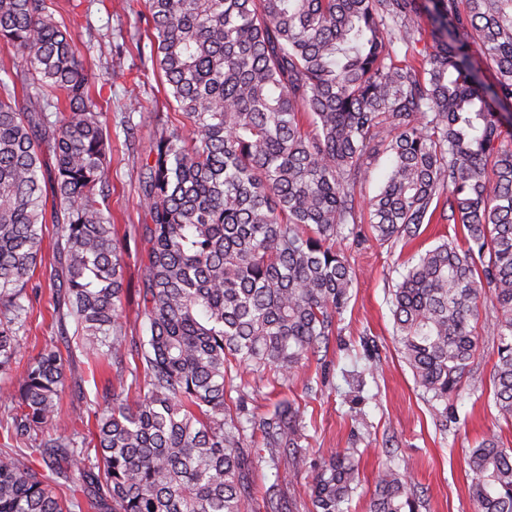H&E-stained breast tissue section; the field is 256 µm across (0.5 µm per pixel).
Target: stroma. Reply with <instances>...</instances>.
I'll return each instance as SVG.
<instances>
[{
    "mask_svg": "<svg viewBox=\"0 0 512 512\" xmlns=\"http://www.w3.org/2000/svg\"><path fill=\"white\" fill-rule=\"evenodd\" d=\"M51 8L72 31L91 71L102 121L112 138L108 205L125 277L135 284L141 275L137 230L150 221L142 201V158L160 137L182 128L185 119L168 100L149 59L150 26L143 0H112L108 6L100 0H51ZM133 97L141 102V111H129ZM367 163L369 174L355 189L363 207L360 222L336 241L356 274L350 300L336 317L328 350L306 361L288 383L287 397L305 409L302 446L308 464L299 466L290 456L282 459L281 495L289 512H313L309 487L314 465L345 451L358 460L361 476L345 512H369L374 476L389 464L415 480L420 512H477L467 452L492 434L503 447L512 448V423L499 418L492 396L496 338L491 326L497 311L489 303L481 308L469 371L448 401L447 417H439L435 402L416 386L394 343L391 291L416 252L443 237H462L463 229L453 223L432 224L408 245L372 238L364 207L383 184L390 158L376 153ZM55 241L54 233H47L43 261L29 285L31 324L20 340V358L29 360L50 346L60 351L65 384L56 426L66 435L79 423L94 424L96 413L110 407L113 396L106 389L107 362L87 355L74 334H60L52 319Z\"/></svg>",
    "mask_w": 512,
    "mask_h": 512,
    "instance_id": "stroma-1",
    "label": "stroma"
}]
</instances>
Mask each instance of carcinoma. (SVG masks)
<instances>
[{
    "label": "carcinoma",
    "instance_id": "cac0c4a2",
    "mask_svg": "<svg viewBox=\"0 0 512 512\" xmlns=\"http://www.w3.org/2000/svg\"><path fill=\"white\" fill-rule=\"evenodd\" d=\"M150 60L188 127L159 138L141 167L138 308L107 207L111 141L70 29L47 0H0V48L24 61L0 78V372L13 369L26 288L57 225L64 291L55 309L84 349L112 359L110 389L143 372V396L59 436V350L18 376L0 454V512H249L254 476L273 471L265 512H285L280 457L302 454L304 409L254 415L253 379L288 385L335 335L353 271L333 242L358 223L364 159L392 166L369 199L379 241L420 236L437 209L463 227L405 267L394 336L415 382L446 406L473 357L480 308L498 310L493 398L512 421V0H145ZM432 47L417 49L422 21ZM406 47L396 59L395 44ZM484 48L477 60L472 45ZM493 81L482 80L484 70ZM25 97L30 108L19 106ZM53 160L46 172L45 157ZM54 203L45 205V176ZM237 393L232 398L231 393ZM478 512H512V448L468 453ZM359 463L337 454L311 485L314 512H341ZM65 487L69 495L59 493ZM417 486L379 471L369 512H419ZM137 305L135 301L125 302L121 322L128 335L139 336L145 334L147 322L142 315H137Z\"/></svg>",
    "mask_w": 512,
    "mask_h": 512
}]
</instances>
